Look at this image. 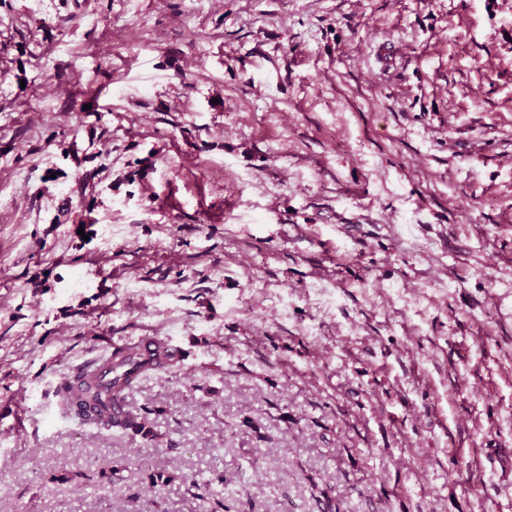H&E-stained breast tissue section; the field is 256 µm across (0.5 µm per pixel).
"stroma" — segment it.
<instances>
[{
  "mask_svg": "<svg viewBox=\"0 0 512 512\" xmlns=\"http://www.w3.org/2000/svg\"><path fill=\"white\" fill-rule=\"evenodd\" d=\"M317 487L512 512V0H0V512ZM176 364L174 359L165 354L161 355L158 366L140 363L137 361L132 347L119 348L109 357L79 369L71 376L70 382L65 387V392H62L60 388L62 409L66 412L78 409L80 413L88 415L95 413L99 425L109 428L134 429L141 432L144 429V424L138 421L140 417L132 411L125 412L119 422L105 419L101 413L105 391L99 381V372L104 369L123 370L124 374L118 380L112 381V391H119L124 395L126 391L136 385L146 372L161 368H173Z\"/></svg>",
  "mask_w": 512,
  "mask_h": 512,
  "instance_id": "1",
  "label": "stroma"
}]
</instances>
